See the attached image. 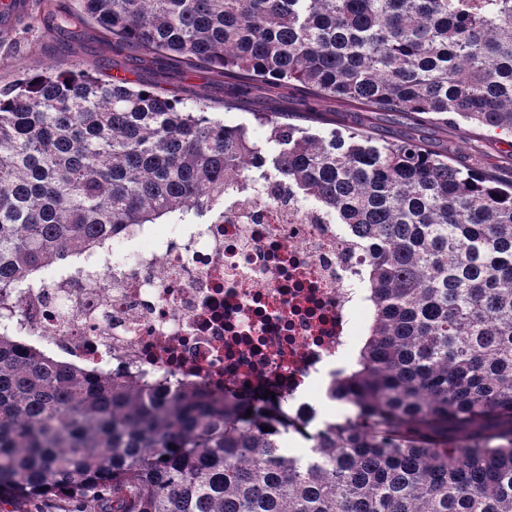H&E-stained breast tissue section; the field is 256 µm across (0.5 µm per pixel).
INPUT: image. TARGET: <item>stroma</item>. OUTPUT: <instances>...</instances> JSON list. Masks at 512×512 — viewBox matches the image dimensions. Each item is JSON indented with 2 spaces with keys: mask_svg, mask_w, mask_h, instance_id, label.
<instances>
[{
  "mask_svg": "<svg viewBox=\"0 0 512 512\" xmlns=\"http://www.w3.org/2000/svg\"><path fill=\"white\" fill-rule=\"evenodd\" d=\"M35 0H17V6L0 17V85L13 82L19 69L40 72L66 71L80 64L94 66L98 77L124 74L133 82L164 95H175L186 103L201 102L210 111L221 113L225 125H247L255 140L265 138V130L253 118L254 112H288L299 125L309 124L305 94L292 89L283 94L273 84H258L251 95L232 99V78L200 64L188 68L174 64L160 69L141 58L138 50H115L93 23L79 26L74 33H49L32 21ZM321 123L311 124L314 133L344 129L355 120L365 119L372 134L392 141L415 137L433 150L448 153L455 165L466 169L492 170L500 182L512 181V138L477 131L466 123L446 125L412 121L396 112L359 113L348 103L326 100L320 103Z\"/></svg>",
  "mask_w": 512,
  "mask_h": 512,
  "instance_id": "stroma-1",
  "label": "stroma"
}]
</instances>
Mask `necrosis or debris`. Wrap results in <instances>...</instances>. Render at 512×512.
Wrapping results in <instances>:
<instances>
[{"instance_id": "4bbe7bcc", "label": "necrosis or debris", "mask_w": 512, "mask_h": 512, "mask_svg": "<svg viewBox=\"0 0 512 512\" xmlns=\"http://www.w3.org/2000/svg\"><path fill=\"white\" fill-rule=\"evenodd\" d=\"M268 197L239 180L219 223L128 225L15 289L0 328L76 364L272 394L296 441L328 416L322 390L362 330L365 256L315 203Z\"/></svg>"}]
</instances>
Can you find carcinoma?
Listing matches in <instances>:
<instances>
[{
    "instance_id": "cac0c4a2",
    "label": "carcinoma",
    "mask_w": 512,
    "mask_h": 512,
    "mask_svg": "<svg viewBox=\"0 0 512 512\" xmlns=\"http://www.w3.org/2000/svg\"><path fill=\"white\" fill-rule=\"evenodd\" d=\"M72 2L42 26L92 21L156 65L238 79L241 97L271 80L512 137V0ZM253 117L261 143L87 64L1 85L0 291L129 224H198L232 180L263 177L269 203L316 202L367 255L371 317L330 387L348 412L306 434L300 462L270 403L0 333V495L104 512H512V184L421 140Z\"/></svg>"
}]
</instances>
